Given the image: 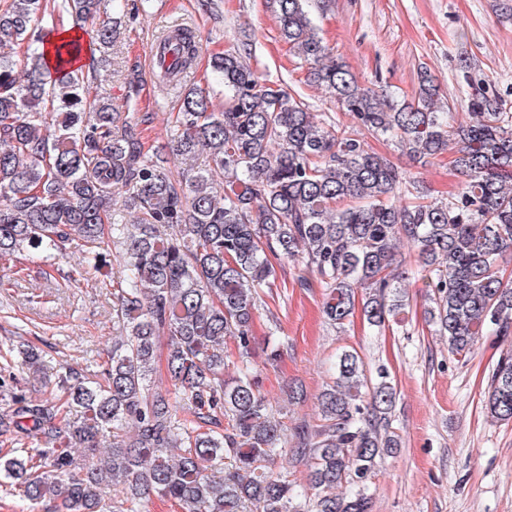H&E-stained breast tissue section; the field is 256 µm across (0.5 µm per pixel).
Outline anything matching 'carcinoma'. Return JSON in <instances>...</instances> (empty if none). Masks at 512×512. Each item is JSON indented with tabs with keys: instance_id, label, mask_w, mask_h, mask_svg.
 <instances>
[{
	"instance_id": "1",
	"label": "carcinoma",
	"mask_w": 512,
	"mask_h": 512,
	"mask_svg": "<svg viewBox=\"0 0 512 512\" xmlns=\"http://www.w3.org/2000/svg\"><path fill=\"white\" fill-rule=\"evenodd\" d=\"M105 0H54L76 20ZM308 0H275L281 39L308 65V80L375 138L419 163L453 151L458 192L431 199L349 127L332 124L297 94L262 82L237 40L213 57L224 111L206 90L181 92L172 155L149 156L128 118L71 64L76 41L48 67L43 0L0 9V259L52 257L81 241L78 268H98L111 246L112 320L118 335L100 371L67 368L57 391L33 401L0 374V491L58 512H143L156 492L180 512H373L378 460L401 447L392 427L396 392L381 368L369 380L356 350L342 351L319 399L321 424L296 427V445L271 414L251 366L256 286L277 273L269 257L302 260L298 283L326 289L323 311L343 325L361 310L368 324L401 321L406 286L422 281L428 314L448 352L469 357L483 336L512 335V113L491 84L460 60L468 120L445 111L422 68L411 96L360 85L323 41ZM121 18L105 20L103 57ZM160 41L172 61L157 71L170 86L192 68L199 46L179 25ZM24 49L23 78L15 75ZM208 168L197 170L199 152ZM185 168L178 175L171 160ZM122 197L126 222L112 213ZM417 251L416 275L399 268L402 244ZM240 364L225 374L224 340ZM165 368L173 394L153 390ZM491 417L512 421V350L493 369ZM42 439L43 448L25 440ZM308 469L314 497L271 471L279 458Z\"/></svg>"
}]
</instances>
